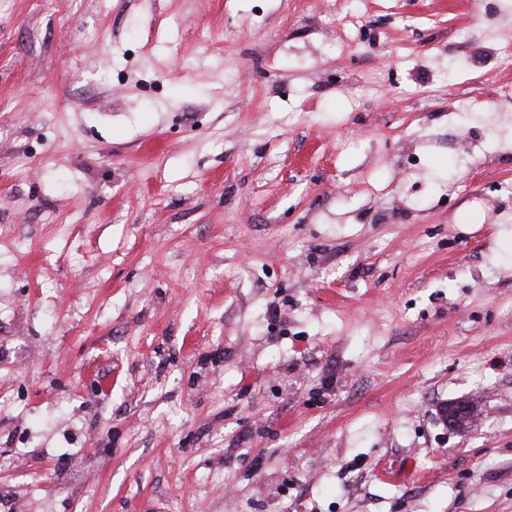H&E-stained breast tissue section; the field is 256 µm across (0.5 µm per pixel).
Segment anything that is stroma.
I'll return each mask as SVG.
<instances>
[{
    "mask_svg": "<svg viewBox=\"0 0 512 512\" xmlns=\"http://www.w3.org/2000/svg\"><path fill=\"white\" fill-rule=\"evenodd\" d=\"M511 44L0 0V512H512ZM482 400L473 395L448 401L440 408V415L448 429L463 433L482 412Z\"/></svg>",
    "mask_w": 512,
    "mask_h": 512,
    "instance_id": "35a3bbf8",
    "label": "stroma"
}]
</instances>
